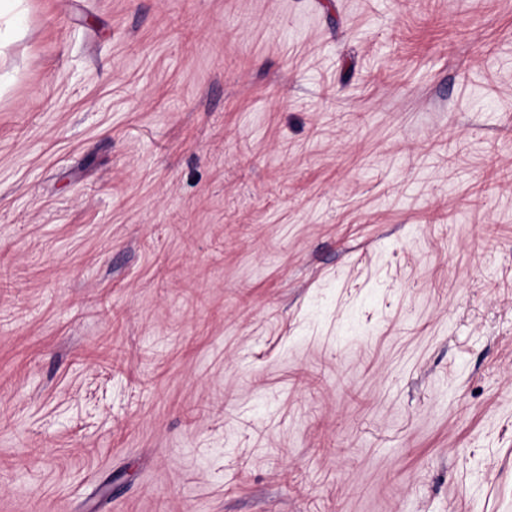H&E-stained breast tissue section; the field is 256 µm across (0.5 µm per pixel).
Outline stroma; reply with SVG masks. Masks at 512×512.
Here are the masks:
<instances>
[{"label":"stroma","instance_id":"obj_1","mask_svg":"<svg viewBox=\"0 0 512 512\" xmlns=\"http://www.w3.org/2000/svg\"><path fill=\"white\" fill-rule=\"evenodd\" d=\"M15 26L0 512H512V0Z\"/></svg>","mask_w":512,"mask_h":512}]
</instances>
